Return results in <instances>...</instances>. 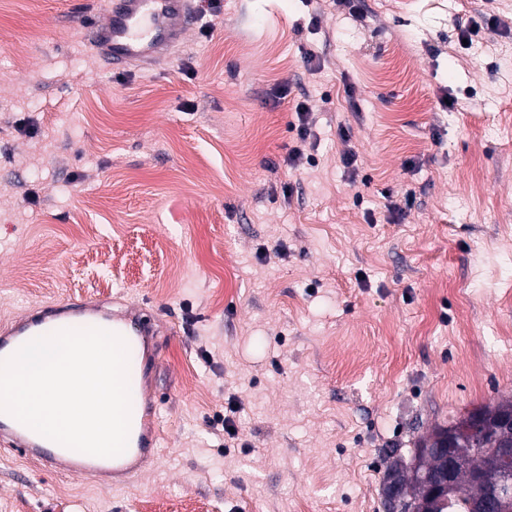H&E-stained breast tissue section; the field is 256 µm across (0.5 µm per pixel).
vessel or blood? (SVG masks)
Instances as JSON below:
<instances>
[{
    "instance_id": "obj_1",
    "label": "vessel or blood",
    "mask_w": 512,
    "mask_h": 512,
    "mask_svg": "<svg viewBox=\"0 0 512 512\" xmlns=\"http://www.w3.org/2000/svg\"><path fill=\"white\" fill-rule=\"evenodd\" d=\"M105 20L96 25L91 47L116 69L154 62L180 43L199 12L200 0H106ZM98 328L121 336L128 347L131 399L126 450L99 457L67 448L32 433L0 411V442L11 451L41 459L56 472L77 475L96 470L111 474L114 485L126 483L154 458L161 444V412L154 389L157 324L140 306L111 311L90 303H57L28 310L0 328V362L27 341L62 329Z\"/></svg>"
}]
</instances>
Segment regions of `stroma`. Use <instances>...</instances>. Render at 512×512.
Here are the masks:
<instances>
[{
  "label": "stroma",
  "instance_id": "1",
  "mask_svg": "<svg viewBox=\"0 0 512 512\" xmlns=\"http://www.w3.org/2000/svg\"><path fill=\"white\" fill-rule=\"evenodd\" d=\"M219 5L115 72L98 0H0V323L149 307L163 428L120 488L0 449V512H383L385 449L512 396L477 249L512 229V0Z\"/></svg>",
  "mask_w": 512,
  "mask_h": 512
}]
</instances>
